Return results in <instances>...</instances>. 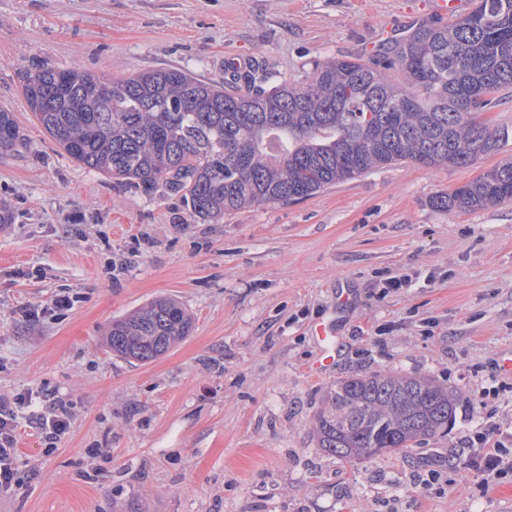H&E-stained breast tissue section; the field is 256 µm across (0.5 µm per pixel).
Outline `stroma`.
<instances>
[{"label": "stroma", "instance_id": "35a3bbf8", "mask_svg": "<svg viewBox=\"0 0 512 512\" xmlns=\"http://www.w3.org/2000/svg\"><path fill=\"white\" fill-rule=\"evenodd\" d=\"M433 2L0 0V109L25 136L0 156V398L33 392L72 414L50 449L20 410V483L0 512H512V479L466 464L479 423L512 426L498 370L512 351V203L431 205L512 159V90L485 115L508 140L472 166L397 164L204 224L181 196L72 161L21 91L25 71L73 66L218 81L231 58L297 83L313 60L368 59L433 19ZM404 274L409 286L381 294ZM59 294L72 308L42 315ZM160 294L191 313V335L146 364L112 354V318ZM329 320L336 363L320 371L312 330ZM378 369L461 390L447 431L395 456L325 453L323 394ZM433 470L440 487L424 491Z\"/></svg>", "mask_w": 512, "mask_h": 512}]
</instances>
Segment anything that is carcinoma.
Instances as JSON below:
<instances>
[{
    "instance_id": "obj_1",
    "label": "carcinoma",
    "mask_w": 512,
    "mask_h": 512,
    "mask_svg": "<svg viewBox=\"0 0 512 512\" xmlns=\"http://www.w3.org/2000/svg\"><path fill=\"white\" fill-rule=\"evenodd\" d=\"M252 71L203 82L177 69L112 82L79 68L22 77L34 117L77 163L147 194H181L199 220L300 200L405 162L470 167L506 133L479 120L512 88V0H474L451 23L426 20L365 62L315 60L305 81ZM0 110V154L23 145ZM512 202V162L482 172L434 208ZM193 318L159 295L112 320L117 356L150 362L184 341ZM459 393L427 375L387 370L336 381L314 415L318 447L343 460L403 453L452 423Z\"/></svg>"
}]
</instances>
